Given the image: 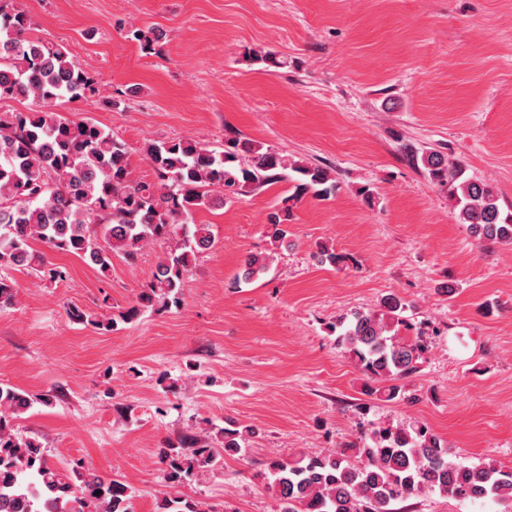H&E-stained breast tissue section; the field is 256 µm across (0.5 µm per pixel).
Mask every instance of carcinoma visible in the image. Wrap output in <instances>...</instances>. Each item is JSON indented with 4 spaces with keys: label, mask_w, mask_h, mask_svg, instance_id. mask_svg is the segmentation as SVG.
<instances>
[{
    "label": "carcinoma",
    "mask_w": 512,
    "mask_h": 512,
    "mask_svg": "<svg viewBox=\"0 0 512 512\" xmlns=\"http://www.w3.org/2000/svg\"><path fill=\"white\" fill-rule=\"evenodd\" d=\"M30 26L25 13L0 4V99H30L35 105L27 113H0V272L22 267L51 281L62 278L46 253L32 247L35 241L102 272L110 268L114 251L132 258L155 240L171 243L134 305L101 320L72 307L67 314L73 322L109 332L117 320L131 321L145 308L179 305L184 277L198 254L214 243L204 224L185 232L202 207L282 181L294 183L296 200L336 193V178L327 168L239 138L225 139L219 150L190 140H149L141 151L155 178L131 180L130 152L123 141L91 121L64 118L56 109L66 97L95 94L96 79L65 45L28 37ZM132 39L145 54H158L165 33L135 29ZM403 150L446 190L460 223L490 244H512V214L502 216L490 184L468 176L461 163L437 149L405 144ZM290 217L288 205L271 214L267 232L273 242L287 240ZM270 262L263 254L248 255L238 279L259 278ZM16 296L14 283L0 275V308L14 305ZM407 309L403 299L390 294L378 308L357 312L340 325L337 345L366 376L368 394L397 398L399 381L417 372L428 351L425 336L400 335V327L408 326ZM32 403L29 394L0 385V512H130L131 491L121 480L86 466L69 475L48 464L46 448L17 425ZM248 433L247 428H224L216 446L193 435L167 443L160 452L169 488L161 512H211L177 495L176 488L200 480L220 465L223 454L242 453ZM349 449L351 456L332 451L270 458L267 471L279 512H393L395 501L430 492L487 500L512 512V469L492 461L464 465L449 459L443 440L424 424L411 429L376 425Z\"/></svg>",
    "instance_id": "carcinoma-1"
}]
</instances>
